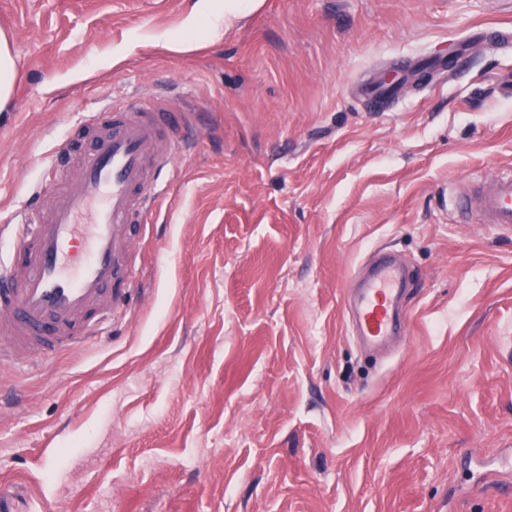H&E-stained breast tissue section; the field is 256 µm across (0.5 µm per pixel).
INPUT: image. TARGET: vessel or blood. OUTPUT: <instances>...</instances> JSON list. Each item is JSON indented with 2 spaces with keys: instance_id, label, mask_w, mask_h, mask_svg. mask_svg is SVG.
Listing matches in <instances>:
<instances>
[{
  "instance_id": "obj_1",
  "label": "vessel or blood",
  "mask_w": 512,
  "mask_h": 512,
  "mask_svg": "<svg viewBox=\"0 0 512 512\" xmlns=\"http://www.w3.org/2000/svg\"><path fill=\"white\" fill-rule=\"evenodd\" d=\"M98 124L92 148L75 169L61 159L54 163L41 187L51 203L29 211L16 236L21 261L0 274V335L16 353L80 347L95 321L123 308L125 296L114 285L134 274L132 224L159 198L173 171L176 144L163 139L172 119L162 107L114 105ZM454 205L511 229L512 174L479 184ZM405 282L404 266L379 253L366 278L349 283L357 294V331L366 342L379 344L402 330L397 304Z\"/></svg>"
}]
</instances>
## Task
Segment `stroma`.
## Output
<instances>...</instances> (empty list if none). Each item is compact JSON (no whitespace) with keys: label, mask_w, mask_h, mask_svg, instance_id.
<instances>
[{"label":"stroma","mask_w":512,"mask_h":512,"mask_svg":"<svg viewBox=\"0 0 512 512\" xmlns=\"http://www.w3.org/2000/svg\"><path fill=\"white\" fill-rule=\"evenodd\" d=\"M0 0V260L63 141L105 105L178 112L126 309L79 349L0 359V482L30 512H512V230L461 221L512 172V0ZM398 96L374 106L363 87ZM409 269L407 340L344 285ZM15 70V59L9 41L0 31V111L7 106L12 94V79Z\"/></svg>","instance_id":"35a3bbf8"}]
</instances>
